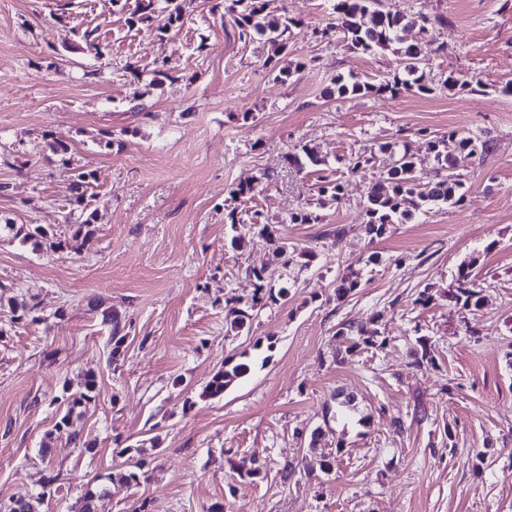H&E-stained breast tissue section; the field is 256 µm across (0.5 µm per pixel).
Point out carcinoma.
Segmentation results:
<instances>
[{
  "label": "carcinoma",
  "instance_id": "1",
  "mask_svg": "<svg viewBox=\"0 0 512 512\" xmlns=\"http://www.w3.org/2000/svg\"><path fill=\"white\" fill-rule=\"evenodd\" d=\"M158 0H136L135 7L127 18L128 24L142 25L148 21L156 8ZM381 0H335L333 4L334 21L316 31L323 39L333 36L343 39L353 50L363 53L386 49L395 42L403 41L401 33L408 28L406 17L380 8ZM224 12L232 16L233 23L242 38L253 39L258 36L269 46L270 53L263 65L280 79L291 76L293 70L280 65L281 55L287 48L292 29L299 23L282 17L270 7V0H229ZM448 26L447 19L437 15L433 20L424 21L421 31L426 38L416 43H410L400 49V64L392 78L384 83L373 84L361 80L355 74H338L332 79L328 92L343 96L346 94H368L379 92L399 93L414 91L429 93L426 72L421 67L423 60L430 54L437 53L441 45L433 36L434 31H440ZM150 85L160 87L172 77L171 69L166 62L154 63L150 70ZM429 148L434 153L437 167L434 178L422 180L417 175V158L408 149L400 150L396 144L385 142L379 145V151L389 155L393 161L392 167L373 183L367 193L364 205L365 233L374 240L383 237L392 224H405L423 211L429 205H457L467 200L468 189L461 175L453 171V151L461 150L470 154H483L489 148L488 140L458 131L448 132V137H436L429 141ZM288 164L302 169L313 167L318 173V194L324 200L339 202L344 195V184L336 171L324 166L312 149L303 145L295 153L288 156ZM91 173L79 172L72 176L70 191L73 203L81 208V213L87 214L82 224L92 222L93 214L87 213L90 200L87 199L86 188L89 186ZM280 258L288 268L299 267L304 270L311 267L317 254L308 250H298L294 247L281 251ZM473 262L464 261L454 279L453 289L448 291V297L464 309L479 308L483 304L481 290L476 288L472 278ZM247 273L255 281V293L246 307L231 305V300H225L230 305V325L234 329L243 328L252 319V312L259 310L269 302H275L288 294V288L282 287L274 291L265 286L262 277L263 270L255 267L247 269ZM359 286L357 277L345 274L337 279L336 296L340 299L347 297ZM338 335L347 336L352 340L348 349L360 345L373 346L374 332L352 323H345L339 329ZM253 364L250 360H242L224 366L217 370L206 384L203 395L216 398L224 395V390L235 380L250 373ZM110 489L89 487L82 498L79 512H97L96 501L109 494Z\"/></svg>",
  "mask_w": 512,
  "mask_h": 512
}]
</instances>
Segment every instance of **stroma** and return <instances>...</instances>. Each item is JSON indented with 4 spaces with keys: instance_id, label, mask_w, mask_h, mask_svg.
<instances>
[{
    "instance_id": "stroma-1",
    "label": "stroma",
    "mask_w": 512,
    "mask_h": 512,
    "mask_svg": "<svg viewBox=\"0 0 512 512\" xmlns=\"http://www.w3.org/2000/svg\"><path fill=\"white\" fill-rule=\"evenodd\" d=\"M124 2L0 0V216L48 236L0 234V503L40 494L41 512H77L88 483L143 459L138 483L113 486L99 512H512V0H382L414 20L404 41L422 19L448 26L425 61L432 93L364 97L326 89L339 73L388 80L398 55L314 38L332 0H274L301 23L284 81L223 0H187L178 21L160 7L134 27ZM163 60L173 77L152 87ZM451 74L482 87L445 89ZM452 130L492 144L456 156L466 202L369 240L364 197L388 164L378 144L408 147L427 179L429 139ZM55 138L67 153L49 152ZM304 144L341 177V202L320 204L316 173L288 164ZM366 150L371 163L351 172ZM77 171L92 174L85 227L70 204ZM302 209L323 223H290ZM256 210L273 231L234 248ZM286 245L315 251L313 266L284 267ZM465 261L486 297L477 310L445 296ZM253 266L267 287L296 284L236 332L224 301H250ZM351 271L359 286L337 299ZM427 287L434 302L416 305ZM346 322L383 348L347 352ZM423 340L433 363L419 367ZM245 355L250 374L203 397ZM89 374V401L69 409ZM339 392L356 414L325 422Z\"/></svg>"
}]
</instances>
